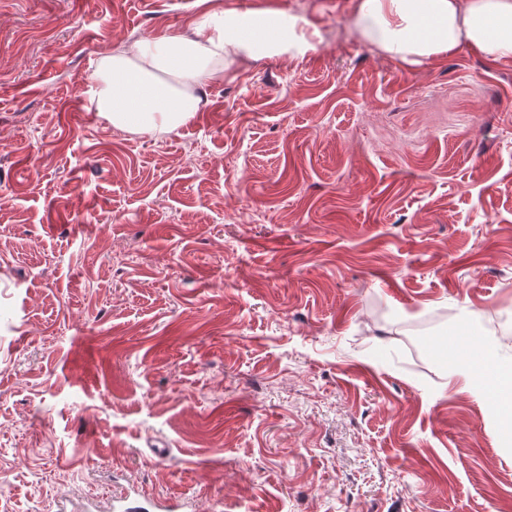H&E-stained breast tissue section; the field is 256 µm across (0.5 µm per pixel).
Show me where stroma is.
<instances>
[{"instance_id":"stroma-1","label":"stroma","mask_w":512,"mask_h":512,"mask_svg":"<svg viewBox=\"0 0 512 512\" xmlns=\"http://www.w3.org/2000/svg\"><path fill=\"white\" fill-rule=\"evenodd\" d=\"M323 40L135 135L86 91L204 7ZM512 347V62L408 69L350 0H0V512H512V422L449 385Z\"/></svg>"}]
</instances>
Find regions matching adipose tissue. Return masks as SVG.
<instances>
[{
  "mask_svg": "<svg viewBox=\"0 0 512 512\" xmlns=\"http://www.w3.org/2000/svg\"><path fill=\"white\" fill-rule=\"evenodd\" d=\"M359 36L410 68L473 47L495 62L512 61V0H351ZM320 31L298 16L258 6H226L179 31L140 39L103 55L93 100L112 127L160 135L188 123L201 92L235 65L259 56L301 59L316 50ZM448 358L461 364L462 390L492 414H512V361L468 333Z\"/></svg>",
  "mask_w": 512,
  "mask_h": 512,
  "instance_id": "ef3b65f1",
  "label": "adipose tissue"
}]
</instances>
